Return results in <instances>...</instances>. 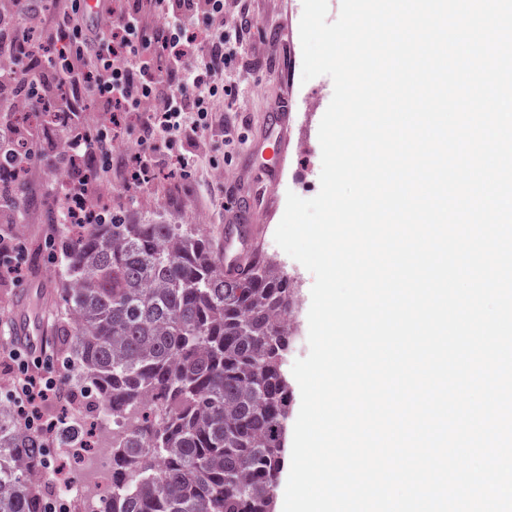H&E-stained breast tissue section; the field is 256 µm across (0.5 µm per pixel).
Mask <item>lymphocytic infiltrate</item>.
<instances>
[{"instance_id": "f902f5d3", "label": "lymphocytic infiltrate", "mask_w": 512, "mask_h": 512, "mask_svg": "<svg viewBox=\"0 0 512 512\" xmlns=\"http://www.w3.org/2000/svg\"><path fill=\"white\" fill-rule=\"evenodd\" d=\"M82 0H11L0 10V100L15 114L53 106L62 146L35 136L16 119L0 123V143L29 161L53 153L67 175L48 207L55 224H107L113 210L98 206L103 180L119 169L127 189L147 187L160 161L181 174L196 170V140L216 128V112L236 93L226 74L247 67L244 43L251 28L248 6L224 24V0H105L104 16L85 14ZM135 137L137 147L113 164L116 141ZM14 378L6 398L24 425L48 434L58 420L47 405L74 407L90 389H67L71 366L34 351H11Z\"/></svg>"}]
</instances>
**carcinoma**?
<instances>
[{"mask_svg": "<svg viewBox=\"0 0 512 512\" xmlns=\"http://www.w3.org/2000/svg\"><path fill=\"white\" fill-rule=\"evenodd\" d=\"M58 350L124 429L102 512H276L297 293L260 258L231 278L186 224H71L58 243ZM97 447L94 422L58 427ZM43 438L0 412V512H46Z\"/></svg>", "mask_w": 512, "mask_h": 512, "instance_id": "1", "label": "carcinoma"}]
</instances>
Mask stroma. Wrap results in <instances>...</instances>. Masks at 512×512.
<instances>
[{
	"label": "stroma",
	"mask_w": 512,
	"mask_h": 512,
	"mask_svg": "<svg viewBox=\"0 0 512 512\" xmlns=\"http://www.w3.org/2000/svg\"><path fill=\"white\" fill-rule=\"evenodd\" d=\"M252 30L251 56L260 60V68L245 77L235 99L225 101L224 116L233 122L236 131L245 133L247 141L231 154L219 160L217 166L202 164L188 176L159 166L151 188L138 191L137 203H129V192L116 178H105L100 192L103 203L122 212L132 224H188L207 237H215L216 228L230 219L225 196L219 185H228L238 195H246L253 175L258 171L262 157L253 150L269 131L273 113L287 109L292 114L293 130H306L307 144L303 149L290 150L288 167L276 195L268 202L259 223L277 228L286 206L287 193L311 198L320 190L321 147L318 140L319 119H306L312 102L328 107L333 82L328 76H319L302 82V47L298 36L302 16V0H251ZM289 23L290 42L272 48L276 37L274 24ZM47 169L44 163L33 165L25 181L29 198L26 221L7 224L1 230L25 241L33 256L28 268L17 279L0 278V351L17 347L13 328L27 315L41 316L46 338H53L55 310L54 289L58 277L55 265L47 261L45 222L46 208L42 189ZM274 265L291 276L298 290L300 304L296 311L298 322L294 328V346L291 359L305 357L308 347V311L311 304L313 275L275 243L268 241L264 250Z\"/></svg>",
	"instance_id": "1"
}]
</instances>
